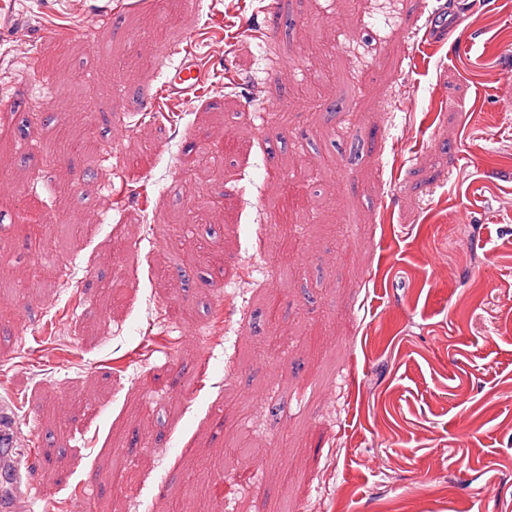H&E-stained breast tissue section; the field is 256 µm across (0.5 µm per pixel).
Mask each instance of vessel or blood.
Returning a JSON list of instances; mask_svg holds the SVG:
<instances>
[{
	"instance_id": "b4317fda",
	"label": "vessel or blood",
	"mask_w": 512,
	"mask_h": 512,
	"mask_svg": "<svg viewBox=\"0 0 512 512\" xmlns=\"http://www.w3.org/2000/svg\"><path fill=\"white\" fill-rule=\"evenodd\" d=\"M180 64L165 79L158 98L146 106L147 111L155 112L171 107L176 101L195 98L206 85L209 72L205 59L193 50L192 45L179 46L175 49ZM19 419L17 405L13 402L0 404V447L16 448L20 441L18 436Z\"/></svg>"
}]
</instances>
